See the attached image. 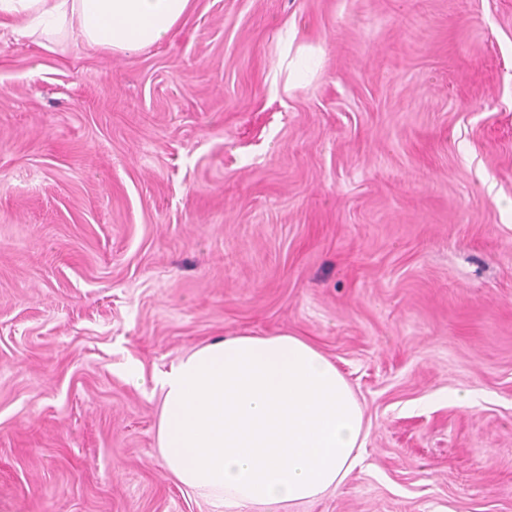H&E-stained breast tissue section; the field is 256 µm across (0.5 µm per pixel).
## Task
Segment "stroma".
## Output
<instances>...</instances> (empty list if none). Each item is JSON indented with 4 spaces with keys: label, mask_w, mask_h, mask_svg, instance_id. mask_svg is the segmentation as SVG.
<instances>
[{
    "label": "stroma",
    "mask_w": 512,
    "mask_h": 512,
    "mask_svg": "<svg viewBox=\"0 0 512 512\" xmlns=\"http://www.w3.org/2000/svg\"><path fill=\"white\" fill-rule=\"evenodd\" d=\"M281 332L365 413L296 512H512V0H194L129 55L0 37V512H210L153 377Z\"/></svg>",
    "instance_id": "35a3bbf8"
}]
</instances>
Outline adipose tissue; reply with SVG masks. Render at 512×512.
<instances>
[{
  "mask_svg": "<svg viewBox=\"0 0 512 512\" xmlns=\"http://www.w3.org/2000/svg\"><path fill=\"white\" fill-rule=\"evenodd\" d=\"M193 0H0V31L50 53L67 42L129 54L175 32ZM158 448L213 512H290L338 487L364 445V409L300 337L219 338L154 378Z\"/></svg>",
  "mask_w": 512,
  "mask_h": 512,
  "instance_id": "adipose-tissue-1",
  "label": "adipose tissue"
}]
</instances>
